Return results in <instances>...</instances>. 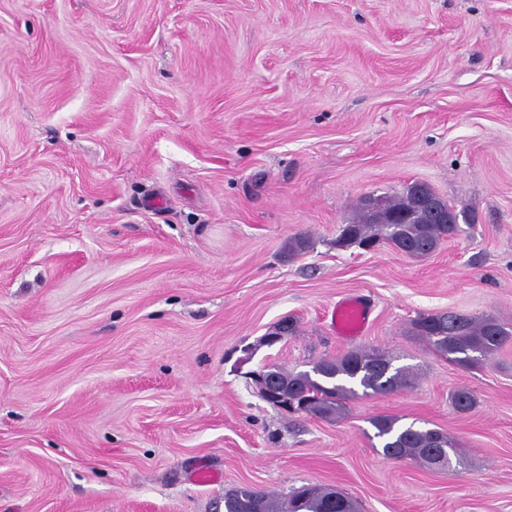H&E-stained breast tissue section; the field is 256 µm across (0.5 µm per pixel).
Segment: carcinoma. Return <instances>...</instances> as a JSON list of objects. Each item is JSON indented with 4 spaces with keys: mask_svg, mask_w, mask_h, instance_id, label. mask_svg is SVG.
Masks as SVG:
<instances>
[{
    "mask_svg": "<svg viewBox=\"0 0 512 512\" xmlns=\"http://www.w3.org/2000/svg\"><path fill=\"white\" fill-rule=\"evenodd\" d=\"M435 194L427 184L418 190ZM414 186L387 199V205L406 217L404 224H378L368 215L366 205L349 224L339 228L336 246L349 248L364 243L392 242L412 258L432 253L445 239L461 232L460 225L441 222L429 215L420 204ZM416 335L424 338L432 351L450 362L472 365L489 356L512 340V330L492 318L476 320L457 312L423 313L413 321ZM274 378L287 384L286 395L312 405L321 419L341 417L343 401L356 395L353 385L374 394H387L406 387L410 375L402 367L394 368L389 360L375 351H349L338 359H322L309 371H288L282 367ZM452 405L460 412L470 410L474 396L461 389L451 396ZM398 418L378 415L371 420L375 437L384 440V455L392 459L414 458L433 467L436 457L429 453V438L435 429L412 425L398 428ZM261 512H356V506L338 491L324 493L318 487L305 485L280 499L258 492ZM224 512H254L250 499L235 488L224 493Z\"/></svg>",
    "mask_w": 512,
    "mask_h": 512,
    "instance_id": "obj_1",
    "label": "carcinoma"
}]
</instances>
